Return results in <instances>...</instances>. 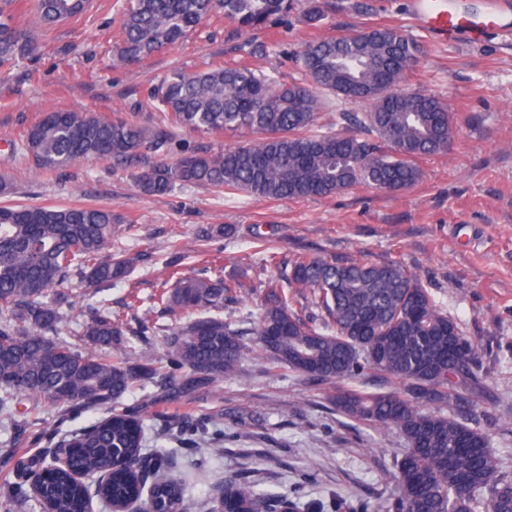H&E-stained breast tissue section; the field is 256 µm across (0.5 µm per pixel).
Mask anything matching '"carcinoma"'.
<instances>
[{
    "instance_id": "1",
    "label": "carcinoma",
    "mask_w": 512,
    "mask_h": 512,
    "mask_svg": "<svg viewBox=\"0 0 512 512\" xmlns=\"http://www.w3.org/2000/svg\"><path fill=\"white\" fill-rule=\"evenodd\" d=\"M297 6V0H125L112 61L137 66L215 14L224 15L234 38ZM86 8L80 0H35L43 28ZM334 13L336 0H315L307 10L313 24ZM38 48V36L0 9V68ZM419 55V45L397 29L375 28L308 42L295 57L305 84L227 62L195 74L172 71L135 101L138 110L160 113L164 126L146 125L134 112L105 117L54 109L24 130L21 152L37 172L89 157L109 160L147 196L183 185L273 200L330 198L358 184L405 189L421 176L414 160L447 151L456 129L443 101L394 91ZM329 94L374 102L361 115L339 114L358 134L309 133ZM170 128L212 136L248 131L256 138L220 152L196 147L168 162ZM123 225L129 229L132 222L110 207L0 206V412L11 417L18 438L38 424L14 419L21 397L49 403L62 420L104 412L65 432L68 465L45 477L52 493L42 502L44 512H80L89 497L75 477L80 470L112 469L96 496L109 505L138 504L143 480L123 470L121 459L135 457L148 472L166 457L143 453L148 405L120 401L148 382L159 387L163 401L190 397L237 377L251 354L268 373L338 384L332 401L349 419L400 430L408 448L397 463L388 512H512V477L470 417L479 353L413 271L393 261L299 252L281 279L268 283L248 327L238 329L219 312L253 288L208 265L182 272L177 245L168 263L172 284L154 306L171 316L202 315L158 326L148 317L130 321L91 307L84 346L58 338L75 289L110 288L129 276L137 257L112 251V236ZM153 334L163 337L165 358H157L146 340L131 360L134 351L122 337ZM245 336L254 337L253 345ZM371 372L384 377L387 390L368 394L342 386ZM447 407L453 413H443ZM45 466L41 453L17 463L21 474ZM303 491L302 485L286 494L258 491L241 474L224 479V512H280L287 503L299 505ZM152 503L160 512H186L184 485L175 478L159 483Z\"/></svg>"
}]
</instances>
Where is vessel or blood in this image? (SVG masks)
Here are the masks:
<instances>
[{
    "instance_id": "b4317fda",
    "label": "vessel or blood",
    "mask_w": 512,
    "mask_h": 512,
    "mask_svg": "<svg viewBox=\"0 0 512 512\" xmlns=\"http://www.w3.org/2000/svg\"><path fill=\"white\" fill-rule=\"evenodd\" d=\"M412 6L423 27L440 40L462 36L478 43L496 30L506 35L512 33V24L508 23L506 16V0H492L489 9L477 16L457 13L449 6L448 0H412Z\"/></svg>"
}]
</instances>
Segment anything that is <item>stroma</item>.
<instances>
[{"label": "stroma", "instance_id": "1", "mask_svg": "<svg viewBox=\"0 0 512 512\" xmlns=\"http://www.w3.org/2000/svg\"><path fill=\"white\" fill-rule=\"evenodd\" d=\"M336 2L335 14L318 25L300 8L235 41L216 17L138 66L113 68L124 0H89L79 18L43 33L34 0H12L7 10L15 25L38 31L40 49L0 70V176L9 179L0 205L108 206L133 220V228L113 238L112 248L142 260L125 283L75 300L61 332L74 344L81 341L89 307L124 311L131 292L140 298L139 313L170 324V316L154 308L153 296L166 278L174 245L187 249L183 271L199 268L193 248L201 238L219 256L225 277L246 275L257 288L250 298L225 305L228 321L257 313L260 289L278 275L265 263L267 252L284 260L305 252L402 263L420 275L437 304L478 346L481 398L475 416L512 470V39L492 34L478 44L439 43L412 23L409 0ZM383 26L421 48L400 91L440 99L456 123L448 151L417 159L419 181L399 192L360 184L329 199L269 200L186 185L149 197L113 171L111 162L87 159L46 177L31 171L13 149L47 110L103 116L126 111L144 86L172 70L192 72L234 60L301 82L305 74L295 57L305 43ZM246 42L266 44L267 54L250 56L242 48ZM335 389L265 372L260 359H247L235 379L149 409L148 446L170 452L156 477L185 479L189 512H213L220 478L244 472L259 489L284 491L312 463L318 479L302 512H327L336 500L385 506L406 440L397 429L378 431L336 412L329 401ZM201 412L219 414L225 427L239 429L241 450L218 451L207 440L197 453L172 449L174 420Z\"/></svg>", "mask_w": 512, "mask_h": 512}]
</instances>
